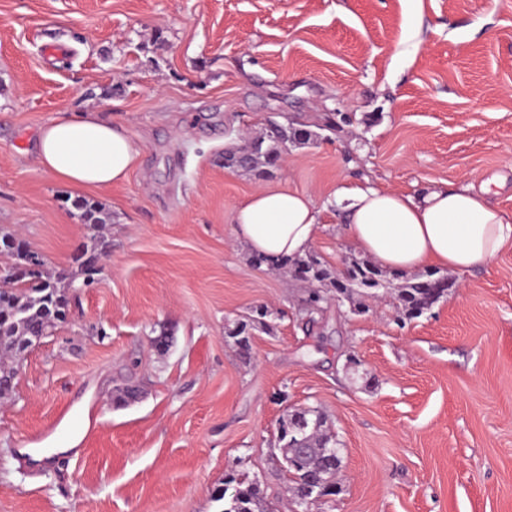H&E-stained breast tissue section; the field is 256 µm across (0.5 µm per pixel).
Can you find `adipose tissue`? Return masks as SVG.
Masks as SVG:
<instances>
[{
	"label": "adipose tissue",
	"mask_w": 512,
	"mask_h": 512,
	"mask_svg": "<svg viewBox=\"0 0 512 512\" xmlns=\"http://www.w3.org/2000/svg\"><path fill=\"white\" fill-rule=\"evenodd\" d=\"M140 151L123 128L88 113L58 117L39 132L42 173L77 189L125 181ZM488 186L439 187L412 196L344 184L333 193L357 248L382 267L412 272L425 265L466 272L512 249V213L493 205ZM236 241L271 258L304 253L322 212L310 195L284 188L254 192L233 211Z\"/></svg>",
	"instance_id": "obj_1"
}]
</instances>
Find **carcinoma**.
Listing matches in <instances>:
<instances>
[{
  "mask_svg": "<svg viewBox=\"0 0 512 512\" xmlns=\"http://www.w3.org/2000/svg\"><path fill=\"white\" fill-rule=\"evenodd\" d=\"M312 133L305 128L271 124L264 135L253 141L256 145L255 160L250 170L259 177H267L268 164L278 159L286 145L294 141H307ZM82 216L88 224H102L100 208L87 200L77 203ZM254 263L266 264L276 269H287L294 273L302 268L305 277L301 281L309 287L307 302L318 311L324 301L322 289L336 287L339 275L317 255L305 253L292 259H271L267 256H254ZM348 277L363 284L361 288H348L346 293L353 310L366 311L363 299L379 293L375 285L387 287L386 273L379 267L365 261L353 260L348 265ZM1 279L9 282L11 292L0 291V352L17 357L27 349V343L34 335H47L56 326L58 315L66 314L67 297L64 293L66 277L52 278L42 272L35 276H15L11 269H4ZM427 276L417 275L397 288V299L401 305L403 318L412 320L420 317L434 302L442 298L448 288H439L425 283ZM259 318H249L235 323L236 335L245 336L261 326L265 330L271 326ZM314 415V410H307ZM316 416V415H314ZM316 421H322L316 416ZM314 421V422H316ZM309 422L304 430H298L291 420L283 419L279 423L277 442L285 463L286 473L293 485H298L305 475L317 472L320 483L329 489L328 495L336 494L339 489L336 476L341 467L340 449L332 435L321 427ZM226 482L233 485V494L226 496L225 489L216 490L213 499L217 502L227 500L221 512H266L261 490L253 479L245 473L232 475Z\"/></svg>",
  "mask_w": 512,
  "mask_h": 512,
  "instance_id": "1",
  "label": "carcinoma"
}]
</instances>
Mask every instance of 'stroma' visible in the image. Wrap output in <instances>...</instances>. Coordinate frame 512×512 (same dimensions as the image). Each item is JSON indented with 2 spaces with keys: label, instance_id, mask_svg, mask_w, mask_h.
Returning a JSON list of instances; mask_svg holds the SVG:
<instances>
[{
  "label": "stroma",
  "instance_id": "1",
  "mask_svg": "<svg viewBox=\"0 0 512 512\" xmlns=\"http://www.w3.org/2000/svg\"><path fill=\"white\" fill-rule=\"evenodd\" d=\"M83 112L137 142L124 182L79 191L38 168L40 128ZM271 122L313 137L271 177L225 168ZM495 176L511 213L512 0H0V229L75 278L0 400V512H219L242 471L267 512H296L275 445L290 406L342 448L313 512H512V250L403 323L392 300L309 313L232 224L258 189L307 193L311 250L337 268L358 254L326 209L341 182L421 195ZM259 307L272 329L245 355L227 328Z\"/></svg>",
  "mask_w": 512,
  "mask_h": 512
}]
</instances>
